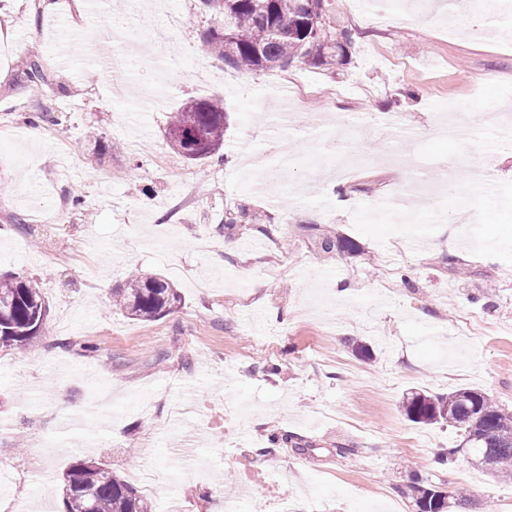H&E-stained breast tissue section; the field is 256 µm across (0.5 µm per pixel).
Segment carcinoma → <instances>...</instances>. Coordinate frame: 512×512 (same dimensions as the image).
<instances>
[{
  "instance_id": "carcinoma-1",
  "label": "carcinoma",
  "mask_w": 512,
  "mask_h": 512,
  "mask_svg": "<svg viewBox=\"0 0 512 512\" xmlns=\"http://www.w3.org/2000/svg\"><path fill=\"white\" fill-rule=\"evenodd\" d=\"M224 16V24L202 38L204 51L236 71H287L299 65L334 68L344 64L351 38L333 25L327 0H203ZM227 124L222 100H190L171 117L167 137L186 161L208 159L224 145ZM112 298L128 318L150 322L181 302L160 276L129 277ZM48 306L37 284L16 275L0 276V349L32 350L45 335ZM408 420L423 427L447 423L463 431L462 444L435 457L443 467L466 450L472 463L500 481L512 480V412L488 395L459 388L446 394L414 391L403 401ZM418 512H464L469 498L443 495L422 480L412 485ZM64 512H153L147 496L102 463L75 459L63 475Z\"/></svg>"
}]
</instances>
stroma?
Masks as SVG:
<instances>
[{"label": "stroma", "mask_w": 512, "mask_h": 512, "mask_svg": "<svg viewBox=\"0 0 512 512\" xmlns=\"http://www.w3.org/2000/svg\"><path fill=\"white\" fill-rule=\"evenodd\" d=\"M52 2L0 0V45L12 48L0 62V275L36 281L49 309L39 347L0 350V469L27 472L0 479V512H63L62 474L78 456L130 483L152 473V500L178 496L187 512L229 499L238 512H280L285 500L297 512H416L406 488L421 478L465 489L470 512L511 499L512 481L467 454L438 468L436 452L460 432L409 422L402 399L471 388L512 411V246L496 237L512 225V145L494 125L512 109V11L483 17L475 41L449 37L437 13L451 0H404L363 30L361 0H332L357 38L345 65L285 72L312 92L284 126L257 111L280 91L275 72H236L201 51L218 23L201 0H165L161 13L140 0L128 16L154 49L146 79L167 49L181 71L143 108L131 82L104 83L93 59L53 50L99 46L124 0ZM30 60L37 93L23 75ZM214 97L228 115L225 161L183 160L169 117ZM452 104L471 123L458 140L433 131ZM43 111L56 121L30 138L27 118ZM390 115L398 126H379ZM284 138L297 165L276 182ZM243 141L254 158L239 153ZM489 148L498 190L484 202L465 180L438 205L419 192L442 176L445 154L477 163ZM186 186L193 205L173 210ZM406 207L415 223L401 222ZM228 209L264 214V231L225 224ZM459 226L480 247L458 249ZM327 239L355 248L326 252ZM132 272L164 276L180 305L129 319L112 291ZM273 434L285 443L271 445Z\"/></svg>", "instance_id": "1"}]
</instances>
